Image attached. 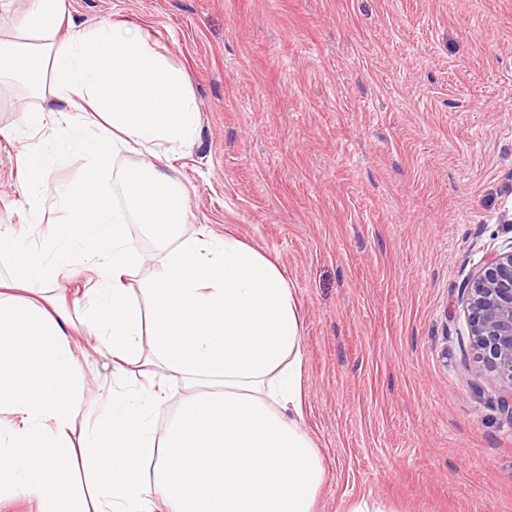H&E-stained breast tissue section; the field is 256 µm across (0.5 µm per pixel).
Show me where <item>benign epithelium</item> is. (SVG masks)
I'll use <instances>...</instances> for the list:
<instances>
[{"instance_id":"benign-epithelium-1","label":"benign epithelium","mask_w":512,"mask_h":512,"mask_svg":"<svg viewBox=\"0 0 512 512\" xmlns=\"http://www.w3.org/2000/svg\"><path fill=\"white\" fill-rule=\"evenodd\" d=\"M470 337L484 365L512 382V249L464 285Z\"/></svg>"}]
</instances>
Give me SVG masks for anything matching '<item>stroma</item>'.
Wrapping results in <instances>:
<instances>
[{"instance_id": "1", "label": "stroma", "mask_w": 512, "mask_h": 512, "mask_svg": "<svg viewBox=\"0 0 512 512\" xmlns=\"http://www.w3.org/2000/svg\"><path fill=\"white\" fill-rule=\"evenodd\" d=\"M183 70L199 111L168 174L201 227L275 259L301 318L316 512H512L507 385L480 369L462 286L512 246V0H68ZM38 98L0 82V128ZM0 137V247L39 251L79 154L51 159L40 217ZM58 281L71 316L91 259ZM84 429L112 370L80 362Z\"/></svg>"}]
</instances>
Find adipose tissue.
Instances as JSON below:
<instances>
[{
    "label": "adipose tissue",
    "instance_id": "1",
    "mask_svg": "<svg viewBox=\"0 0 512 512\" xmlns=\"http://www.w3.org/2000/svg\"><path fill=\"white\" fill-rule=\"evenodd\" d=\"M67 0H34L17 40H0V78L23 80L41 99L25 115L29 144L17 167L40 214L50 157L79 148L77 193L63 214L51 258L0 249V402L13 423L0 431V504L18 496L38 512H314L326 471L303 431L299 303L278 263L232 236L201 229L178 239L186 196L155 162L124 176L129 205L109 204L98 172L122 152L193 143L199 112L186 74L156 54L141 30H77ZM154 241L157 270L136 296L127 286L148 255L126 226ZM96 259L81 323L105 346L113 386L80 442L75 419L85 392L70 316L24 292L66 277L69 244ZM150 368L126 388L130 370ZM181 379V409L158 434L166 383ZM93 469L94 510L68 481Z\"/></svg>",
    "mask_w": 512,
    "mask_h": 512
}]
</instances>
